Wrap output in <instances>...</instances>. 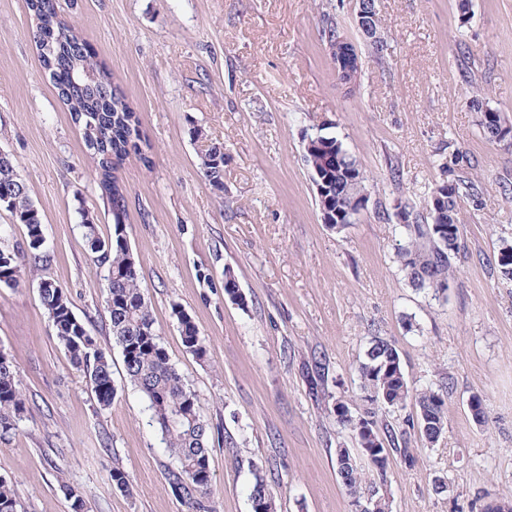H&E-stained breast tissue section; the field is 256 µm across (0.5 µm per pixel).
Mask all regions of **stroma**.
<instances>
[{"label":"stroma","mask_w":512,"mask_h":512,"mask_svg":"<svg viewBox=\"0 0 512 512\" xmlns=\"http://www.w3.org/2000/svg\"><path fill=\"white\" fill-rule=\"evenodd\" d=\"M390 46L377 65L355 24L356 0H57L58 15L139 118L140 141L116 171L125 234L161 342L207 421L216 512H252L261 474L277 512H349L336 450L353 449L335 399L364 408L356 371L371 337L398 349L414 388L449 384L448 430L414 465L391 459L390 512H480L512 501V281L497 254L512 242V147L489 141L466 104L480 92L512 118V0H377ZM334 22L363 62L353 87L336 80L322 37ZM329 127L357 159L371 194L343 232L321 220L305 139ZM466 151L481 205L462 204L464 251L446 294L413 288L394 261V214H415L444 177L449 145ZM224 149V185L201 156ZM0 151L37 206L42 258L0 285V351L26 408L0 437V475L22 512H187L176 466L125 380L112 345L106 266L84 239L81 209L101 233L112 215L80 129L45 72L27 0H0ZM232 274L242 303L224 293ZM56 281L112 359L118 393L99 408L52 334L37 284ZM205 347L185 346L177 311ZM324 375H317V368ZM486 400L475 423L472 394ZM125 471L129 490L112 482ZM448 488L436 492L435 479Z\"/></svg>","instance_id":"obj_1"}]
</instances>
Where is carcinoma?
Here are the masks:
<instances>
[{
  "label": "carcinoma",
  "instance_id": "carcinoma-1",
  "mask_svg": "<svg viewBox=\"0 0 512 512\" xmlns=\"http://www.w3.org/2000/svg\"><path fill=\"white\" fill-rule=\"evenodd\" d=\"M32 20L36 21L33 37L42 64H53L50 74L55 88L69 83L73 71L96 73L101 82L87 77L78 86L59 93L69 107L72 120L83 133L86 145L96 143L92 151L101 173V186L111 205L112 233L103 237L89 213L82 215L85 238L92 252L107 264V310L112 327L113 346L119 348L126 380L147 400L150 418L161 435L162 443L175 458L177 466L169 472L174 492L184 499L188 512H214L211 505L212 472L207 444L208 426L199 412L196 395L186 386L163 347L146 291L141 286L136 261L125 238L127 202L115 170L129 150L136 147L138 124L129 120L131 108L110 77L88 55L84 43L59 18L56 0H29ZM470 107L480 114V125L489 140L497 142L503 129L512 130V121L491 108L480 95L470 99ZM448 178L430 195L424 220H411L406 203H399L396 216L404 244L398 247L397 262L409 283L439 296L448 290L451 257L461 250L463 225L460 203L467 199L478 205L481 193L475 183L459 174L469 165L467 153L448 144ZM305 159L312 171L313 183L321 186L316 194L319 209L339 218L329 228L338 231L360 219L368 209L370 195L364 181L356 180L362 168L341 140L329 134L308 137ZM201 167L206 179L216 186L223 184L224 148L212 146L202 156ZM0 207L10 212L14 223L27 229L29 257H36L44 244L42 219L32 203L26 184L18 176L12 159L0 152ZM26 265V257L0 247V283H17ZM497 266L503 278L512 280V244L505 241L498 250ZM42 306L51 322L54 336L77 370L83 372L97 404H112L117 388L112 380V365L99 349L86 324L78 320L63 288L54 280L42 278L37 284ZM185 346L201 356L204 347L199 331L190 316L178 312ZM360 389L370 408L354 415L341 400L334 404L336 422L349 430L361 454L377 470V479L367 482L351 463L350 451L336 453V470L353 499H368L373 512H387L382 486L386 483L391 457L410 464L415 462L414 449L405 447L406 430L378 427V411L413 409L415 420L409 423L419 441L434 443L448 429V392L432 387L418 390L410 385L396 347L379 336L372 337L365 358L358 365ZM25 407L19 389L17 371L9 357L0 352V432L16 429ZM252 512H275L273 499L263 477L255 475L250 491ZM0 512H20L10 482L0 478Z\"/></svg>",
  "mask_w": 512,
  "mask_h": 512
}]
</instances>
